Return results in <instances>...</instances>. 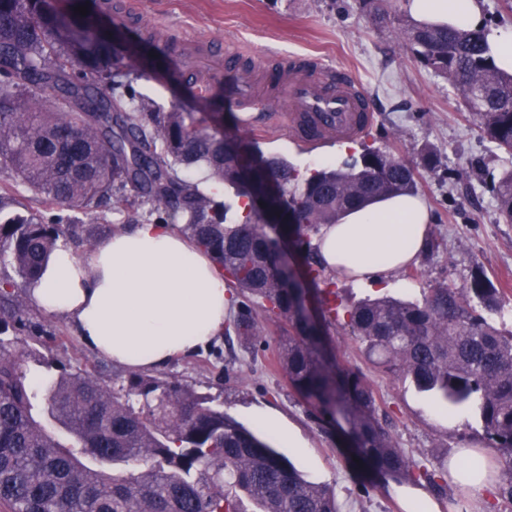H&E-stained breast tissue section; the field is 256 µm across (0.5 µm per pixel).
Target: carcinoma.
Here are the masks:
<instances>
[{
    "label": "carcinoma",
    "instance_id": "carcinoma-1",
    "mask_svg": "<svg viewBox=\"0 0 512 512\" xmlns=\"http://www.w3.org/2000/svg\"><path fill=\"white\" fill-rule=\"evenodd\" d=\"M48 0H0V506L6 512H340L332 490L313 483L267 441L214 400L177 379L132 372L115 389L96 368L61 373L44 389L30 382L24 297L60 238L91 250L81 216L105 224L132 206H149L177 224L243 296L233 317L241 340L260 335L258 316L284 321L278 359L292 389L321 419L348 427L360 465L401 483L441 493L448 465L410 461L378 417L372 384L358 367L320 354L322 331L300 313L299 288L280 274L279 241L306 250V270L326 327L339 311L318 287L325 271L313 244L320 227L370 200L417 191L413 165L366 148L340 168L302 175L252 143L214 134L190 112H150L119 80L136 48L103 37L92 18ZM413 57L442 76L475 115L482 133L512 154V74L488 55L481 30L412 23ZM273 180L268 224L243 167ZM234 190L226 202L187 176ZM27 193L28 204L16 194ZM497 214L512 224V167L492 178ZM501 292L482 275L470 285L439 284L423 302L389 297L349 306L345 324L378 372L402 374L448 409L473 410L489 447L512 464V334L492 315ZM43 399L56 438L33 415ZM136 461L137 473L126 470Z\"/></svg>",
    "mask_w": 512,
    "mask_h": 512
}]
</instances>
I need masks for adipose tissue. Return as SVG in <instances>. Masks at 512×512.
<instances>
[{"label": "adipose tissue", "instance_id": "adipose-tissue-1", "mask_svg": "<svg viewBox=\"0 0 512 512\" xmlns=\"http://www.w3.org/2000/svg\"><path fill=\"white\" fill-rule=\"evenodd\" d=\"M405 7L421 24L484 27L481 0H406ZM432 222L421 196L379 198L323 225L314 243L329 269L378 285L417 260ZM29 293L39 309L67 317L93 352L136 371L207 349L231 304L214 261L174 225L152 221L115 230L81 258L58 245Z\"/></svg>", "mask_w": 512, "mask_h": 512}]
</instances>
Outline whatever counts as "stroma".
Segmentation results:
<instances>
[{
    "mask_svg": "<svg viewBox=\"0 0 512 512\" xmlns=\"http://www.w3.org/2000/svg\"><path fill=\"white\" fill-rule=\"evenodd\" d=\"M388 21L375 23L374 13ZM404 0H140L139 15L127 24L131 39L144 31L171 39L182 48L179 70L214 85L224 99V127L256 142L264 154L288 159L299 171L339 167L347 156L370 146L391 152L417 167V192L428 203L434 223L430 237L437 247L423 251L415 265L386 274L383 285H361L335 276V289L344 304L390 295L420 302L439 283L464 285L483 273L504 290L495 321L512 330V224L499 221L487 188L491 175L512 166V155L483 138L475 121L460 106L458 92L446 79L424 68L412 56L403 35L410 23ZM237 44L243 56L237 72L219 71L218 60L200 56L198 44ZM282 55H305L350 69L374 109V124L360 139L349 141L347 154L331 139L314 144L295 139L272 107L252 126L238 123L234 89L254 78L255 63L272 64ZM136 89L164 109L206 115L187 83L166 78L137 80ZM439 164H422L426 152ZM27 338L36 353L26 369L32 382L44 386L64 369L80 366L94 353L76 335L65 317L29 307ZM283 331L279 322L263 323V336L247 347L237 335H222L208 350L179 358L158 370L161 378H182L197 393L214 397L225 412L252 430L263 431L274 446H282L276 431L262 429L254 414L276 415L292 426L306 450L284 454L308 480L328 485L340 512H402L389 489L390 479L364 471L352 458L345 439L332 421L317 422L311 406L291 389L276 363ZM327 339L338 361L362 367L376 395L380 418L399 448L416 463L433 468L462 448H480L499 462L498 481L512 471L489 448L474 413L445 410L415 390L410 381L377 373L365 364L358 344L343 324L329 325ZM439 512H512V504L497 492L475 493L451 484L446 494L433 495Z\"/></svg>",
    "mask_w": 512,
    "mask_h": 512,
    "instance_id": "stroma-1",
    "label": "stroma"
}]
</instances>
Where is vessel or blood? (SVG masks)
Segmentation results:
<instances>
[{
    "mask_svg": "<svg viewBox=\"0 0 512 512\" xmlns=\"http://www.w3.org/2000/svg\"><path fill=\"white\" fill-rule=\"evenodd\" d=\"M267 82L279 91L289 107L285 121L290 132L304 141L325 137L357 139L374 122L368 98L353 72L325 64L311 56L283 58L280 69ZM243 122L269 107L271 100L252 82L239 84L236 92Z\"/></svg>",
    "mask_w": 512,
    "mask_h": 512,
    "instance_id": "vessel-or-blood-1",
    "label": "vessel or blood"
}]
</instances>
